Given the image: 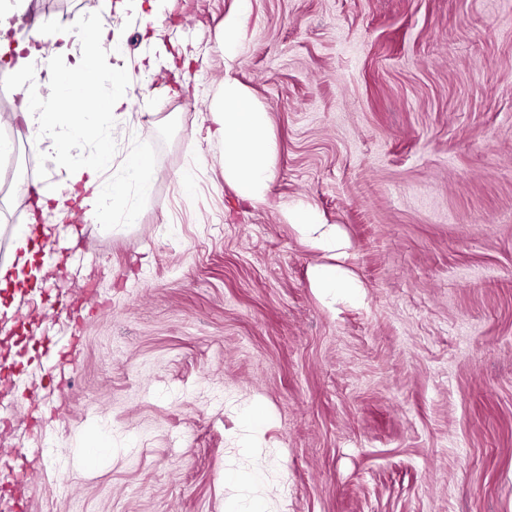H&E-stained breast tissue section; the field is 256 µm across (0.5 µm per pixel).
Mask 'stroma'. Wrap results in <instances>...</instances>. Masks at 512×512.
Instances as JSON below:
<instances>
[{
    "label": "stroma",
    "mask_w": 512,
    "mask_h": 512,
    "mask_svg": "<svg viewBox=\"0 0 512 512\" xmlns=\"http://www.w3.org/2000/svg\"><path fill=\"white\" fill-rule=\"evenodd\" d=\"M235 8L159 0L187 56L96 118L117 154L155 169L122 201L137 222L49 211L57 275L0 289V356L22 323L69 345L60 298L85 312L70 363L35 355L0 378L14 417L0 457L42 451L31 496L1 483L0 512H225L224 470L247 464V442L274 463L263 493L285 512H512V0H253L236 76L278 144L271 201L254 206L225 188L208 133ZM28 15L83 16L82 41L107 0H31ZM121 38L103 66L138 73L140 13ZM6 136L0 263L29 217L23 185L69 175L23 126ZM279 200L343 231L364 303L312 288L323 255ZM254 405L272 421L251 439ZM100 435L110 451L92 468Z\"/></svg>",
    "instance_id": "obj_1"
}]
</instances>
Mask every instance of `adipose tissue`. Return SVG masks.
Listing matches in <instances>:
<instances>
[{"mask_svg": "<svg viewBox=\"0 0 512 512\" xmlns=\"http://www.w3.org/2000/svg\"><path fill=\"white\" fill-rule=\"evenodd\" d=\"M251 10L252 0H238L237 12L224 19L226 73L214 107L211 136L224 146L225 185L238 201L255 205L267 201L277 177V144L267 113L232 75ZM122 17V9H115L93 39L81 43L74 39L71 28L39 19L30 25L25 39L14 45L8 38L9 19L0 15V48L14 49L4 73L12 78L21 96L18 111L0 115V126L24 124L32 135L33 146L51 164L62 162L72 149L96 139L95 152L77 167L74 176L75 181L85 182L92 189L88 212L92 218L99 215L106 200L124 197L129 187L148 191L155 177L148 158L134 153L125 157L122 177L111 178L109 172L115 160L112 137L93 123L95 116L118 112L128 104L126 95L114 97L100 92L97 65L101 42L117 31ZM74 97L80 99L82 110L66 113L64 105ZM52 199L61 203L65 195L59 191L51 197L41 196L27 223L14 226L12 257L0 265V288L24 279L25 268L32 266L30 240ZM282 209L302 240L332 257L331 262L313 266V287L326 296L361 300L362 286L345 265L348 255L337 228L323 223L309 204L286 203ZM268 472L267 461L261 459L251 460L244 470H225V482L239 490L229 512H272L270 502L254 493L266 481Z\"/></svg>", "mask_w": 512, "mask_h": 512, "instance_id": "obj_1", "label": "adipose tissue"}]
</instances>
